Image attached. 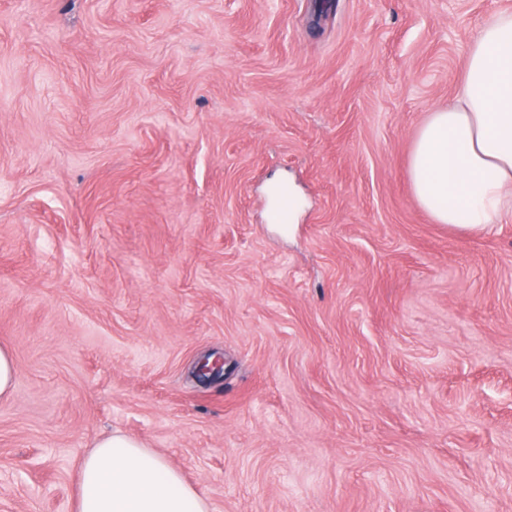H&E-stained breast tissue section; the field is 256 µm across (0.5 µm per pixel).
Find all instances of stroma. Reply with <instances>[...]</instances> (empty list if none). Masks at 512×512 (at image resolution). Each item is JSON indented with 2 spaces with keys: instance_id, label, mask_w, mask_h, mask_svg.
<instances>
[{
  "instance_id": "stroma-1",
  "label": "stroma",
  "mask_w": 512,
  "mask_h": 512,
  "mask_svg": "<svg viewBox=\"0 0 512 512\" xmlns=\"http://www.w3.org/2000/svg\"><path fill=\"white\" fill-rule=\"evenodd\" d=\"M501 11L0 0V512L114 433L214 512H512V218L407 174ZM16 368L10 351L0 347V398L13 392L16 381Z\"/></svg>"
}]
</instances>
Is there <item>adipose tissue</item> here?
<instances>
[{
    "label": "adipose tissue",
    "instance_id": "ef3b65f1",
    "mask_svg": "<svg viewBox=\"0 0 512 512\" xmlns=\"http://www.w3.org/2000/svg\"><path fill=\"white\" fill-rule=\"evenodd\" d=\"M409 179L435 222L470 234L512 217V12L485 19L466 47L455 102L414 137ZM74 512H213L181 472L121 434L83 456Z\"/></svg>",
    "mask_w": 512,
    "mask_h": 512
}]
</instances>
